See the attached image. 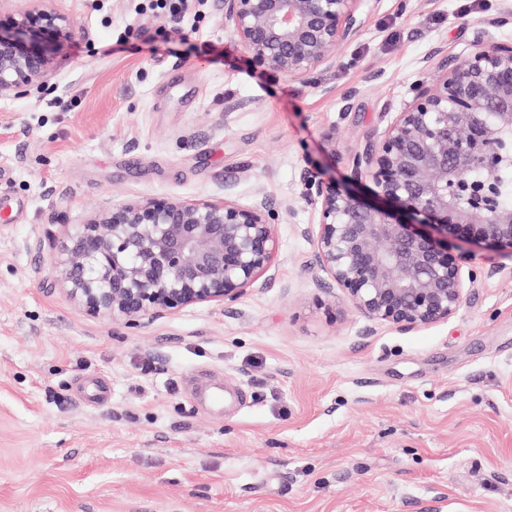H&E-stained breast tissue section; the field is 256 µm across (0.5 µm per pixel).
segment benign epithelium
Returning a JSON list of instances; mask_svg holds the SVG:
<instances>
[{
    "instance_id": "7a95c632",
    "label": "benign epithelium",
    "mask_w": 512,
    "mask_h": 512,
    "mask_svg": "<svg viewBox=\"0 0 512 512\" xmlns=\"http://www.w3.org/2000/svg\"><path fill=\"white\" fill-rule=\"evenodd\" d=\"M39 6L0 17V98L42 86L72 22ZM378 0H224L251 65L315 86L362 34ZM512 161V43L478 29L454 62L428 65L378 143L340 184L304 173L321 269L369 320L423 328L455 315L467 282L458 243L512 252V208L493 174ZM279 240L261 202L145 198L114 203L67 234L57 282L93 314L139 324L239 298Z\"/></svg>"
}]
</instances>
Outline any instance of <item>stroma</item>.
<instances>
[{"label":"stroma","instance_id":"stroma-1","mask_svg":"<svg viewBox=\"0 0 512 512\" xmlns=\"http://www.w3.org/2000/svg\"><path fill=\"white\" fill-rule=\"evenodd\" d=\"M140 0H50L76 35L0 98V512H512V258L462 250L459 311L400 330L319 268L303 174L345 182L424 76L512 0H379L306 87L251 65L224 0L173 23ZM264 201L273 277L128 325L50 266L132 198ZM233 397L214 410L196 380Z\"/></svg>","mask_w":512,"mask_h":512}]
</instances>
